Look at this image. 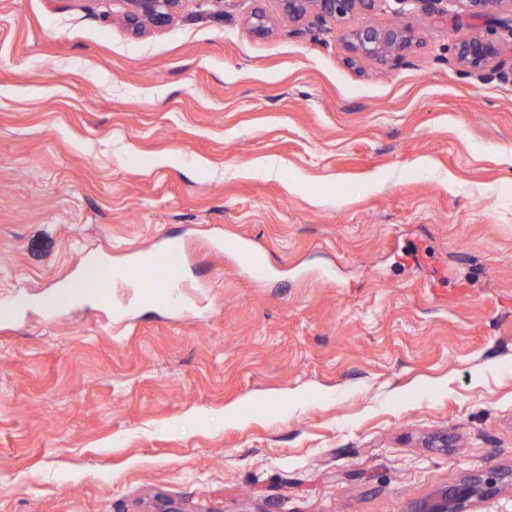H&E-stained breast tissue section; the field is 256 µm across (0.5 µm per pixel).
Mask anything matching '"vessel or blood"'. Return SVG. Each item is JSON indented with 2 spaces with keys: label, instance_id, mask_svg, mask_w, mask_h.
I'll return each mask as SVG.
<instances>
[{
  "label": "vessel or blood",
  "instance_id": "b4317fda",
  "mask_svg": "<svg viewBox=\"0 0 512 512\" xmlns=\"http://www.w3.org/2000/svg\"><path fill=\"white\" fill-rule=\"evenodd\" d=\"M240 265L254 276L263 278L271 273L270 267L263 258L262 252L252 243L235 240L229 244ZM181 254L177 246L149 253L134 265L126 267L105 266L101 274L105 279L113 281L132 280L141 288L144 296L159 297L167 304L177 305L182 301L179 283V266Z\"/></svg>",
  "mask_w": 512,
  "mask_h": 512
}]
</instances>
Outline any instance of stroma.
Instances as JSON below:
<instances>
[{
  "label": "stroma",
  "mask_w": 512,
  "mask_h": 512,
  "mask_svg": "<svg viewBox=\"0 0 512 512\" xmlns=\"http://www.w3.org/2000/svg\"><path fill=\"white\" fill-rule=\"evenodd\" d=\"M253 7L135 39L118 0H0V512H408L512 469V82L453 57L483 24L387 0L388 67ZM172 242L188 310L54 304ZM254 1L257 2V6L246 19V24L255 36L264 37L273 32L276 19L267 11L264 5L267 0ZM232 250L240 265L249 270L254 276L265 278L272 270L265 262L262 252L252 243L244 240H234L227 244Z\"/></svg>",
  "instance_id": "obj_1"
}]
</instances>
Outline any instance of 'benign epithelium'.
<instances>
[{"instance_id": "obj_1", "label": "benign epithelium", "mask_w": 512, "mask_h": 512, "mask_svg": "<svg viewBox=\"0 0 512 512\" xmlns=\"http://www.w3.org/2000/svg\"><path fill=\"white\" fill-rule=\"evenodd\" d=\"M186 0H122V23L127 31L140 37L169 24ZM246 19L254 35L264 37L275 27L264 2ZM278 16L294 25L314 22L330 23L340 34L352 60H366L380 65L401 63L417 42L415 30L407 24H379L367 22L349 28L348 19L356 14H371L380 0H275ZM421 9L431 15L448 14L450 0H415ZM463 12L475 20L491 23L497 15L512 8V0H455ZM456 64L483 80H512V47L506 48L499 40L481 34L460 38L454 47ZM500 478L477 473L452 482L417 501L410 512H470L477 500L493 495Z\"/></svg>"}]
</instances>
